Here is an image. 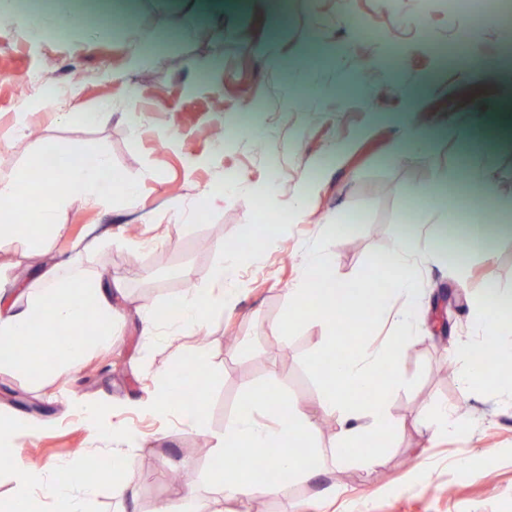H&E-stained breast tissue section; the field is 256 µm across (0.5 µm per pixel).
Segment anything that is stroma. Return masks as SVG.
I'll list each match as a JSON object with an SVG mask.
<instances>
[{
  "label": "stroma",
  "mask_w": 512,
  "mask_h": 512,
  "mask_svg": "<svg viewBox=\"0 0 512 512\" xmlns=\"http://www.w3.org/2000/svg\"><path fill=\"white\" fill-rule=\"evenodd\" d=\"M68 32L27 39L28 12L9 10L0 26V176L26 170L42 142L92 146L136 191L98 204L81 195L59 209L46 243L0 245V296L12 300L49 267L79 269L113 291L120 318L112 342L91 349L65 373L0 369V410L35 426L24 457L42 472L79 456L112 468L110 438L83 420L82 405L105 406L112 424L136 429L128 449L135 496L118 502L99 484L91 512H152L179 500L172 470L195 472L198 503L216 493L208 474L221 465L217 438L245 389L271 392L316 410L326 388L322 322L307 320L288 343L270 328L306 274L309 254L334 261L337 281L373 275L393 241L411 227L451 224L472 204L466 169L483 166L496 195L512 201V63L501 55L494 15L427 8L424 0H69ZM209 42L196 39L199 27ZM152 31L151 50L132 34ZM377 59L362 66L358 44ZM273 48L275 60L265 50ZM480 60L472 68L459 55ZM44 73L63 91L45 102L26 82ZM97 113L96 122L68 112ZM219 127L225 145L200 131ZM445 176L455 198L443 216L412 193ZM301 208L284 224L281 208ZM329 224L345 225L327 237ZM239 250L238 291L211 311L202 333L145 337L140 319L184 288H212L219 249ZM423 307L403 356L404 383L390 412L402 421L384 465L336 468L339 429L303 441L318 449L323 475L291 482L279 495L232 502L228 512H512V387H487L446 373L448 346L472 338V298L483 288L512 290V228L495 227L488 252L460 275L438 257L422 259ZM447 318L448 332L435 327ZM235 336V346L225 337ZM208 353L201 429L139 407L155 381L151 368L178 367ZM461 410L466 435L430 439L424 409ZM486 471L462 478L461 460Z\"/></svg>",
  "instance_id": "stroma-1"
}]
</instances>
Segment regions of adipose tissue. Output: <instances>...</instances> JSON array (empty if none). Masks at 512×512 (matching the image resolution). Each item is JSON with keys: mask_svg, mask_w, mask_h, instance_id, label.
Returning a JSON list of instances; mask_svg holds the SVG:
<instances>
[{"mask_svg": "<svg viewBox=\"0 0 512 512\" xmlns=\"http://www.w3.org/2000/svg\"><path fill=\"white\" fill-rule=\"evenodd\" d=\"M63 156L57 144L43 143L33 159L32 173L0 178V243L20 236L48 240L56 230L55 210L72 195L81 194L105 204L117 194L134 190L132 183L113 173L107 158L97 150H82L67 166L62 163ZM35 174L40 177L36 183L31 180ZM39 193L48 196V203L36 202ZM435 247L429 236H403L374 277L356 283L337 281L329 259L318 255L308 259L303 280L289 293L287 312L272 328L278 341L287 342L297 324L314 319L324 324L328 345H335L341 312H364L374 324L384 319L396 295L403 300L396 313L397 329L380 345L371 346L361 340L351 350L335 353L329 369L334 385L324 391L318 414H311L298 403L282 401L273 405L267 395L246 391L239 411L227 420L218 438L217 448L224 463L209 476L222 500L273 497L289 482L319 477L323 468L316 452L297 454L293 448L298 440L313 436L320 414L336 418L340 425L336 465L355 464L371 471L384 464V450L401 428L400 421L389 413V401L401 378V356L414 339L413 325L421 302L417 258ZM235 261L231 253L213 267L214 279L225 285L223 294L214 295L208 288L186 289L174 308L144 311L142 334L156 335L164 326L180 333L203 328L212 308L229 304L234 295L236 283L231 272ZM85 324L93 325L91 335L75 342L61 339V332ZM113 325L112 292L103 287L101 280L85 277L77 270L66 275L46 272L40 287L25 291L22 305H0V366L23 374L43 368H69L91 347L110 343ZM472 329L474 339L453 345L449 357L469 383L486 386L491 378L476 374L473 355L480 351L493 362L512 365V292L488 289L478 293ZM23 336H41L50 339L51 344L42 356L31 357L16 347V339ZM145 406L155 413L177 412L182 423L195 428L204 425L202 395L174 402L166 375L161 376ZM82 414L92 428L110 436L114 443L112 474L108 478L113 498L133 496L125 451L137 447L139 432L112 425L101 406L84 407ZM31 430L28 420L0 413V460L8 463L15 483L13 499L0 507V512H13L19 504L25 512H41L40 496L44 493L54 497L58 512H89L88 499L96 484L89 481L75 487L74 462L57 464L46 478L22 457L21 442ZM245 446L279 448V456L267 464L264 477H250L252 464L239 454Z\"/></svg>", "mask_w": 512, "mask_h": 512, "instance_id": "adipose-tissue-1", "label": "adipose tissue"}]
</instances>
